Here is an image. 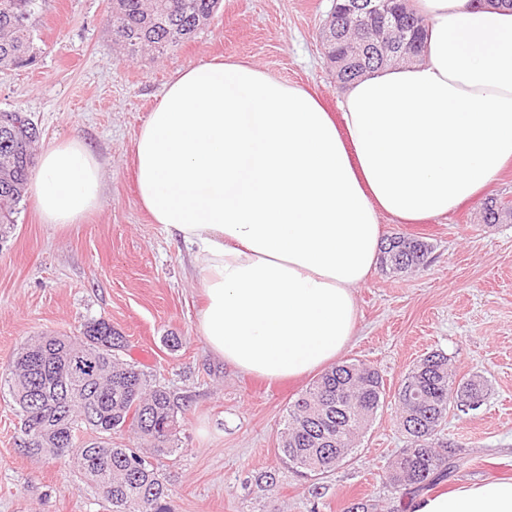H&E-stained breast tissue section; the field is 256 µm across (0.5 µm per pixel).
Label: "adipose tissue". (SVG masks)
<instances>
[{
  "label": "adipose tissue",
  "instance_id": "1",
  "mask_svg": "<svg viewBox=\"0 0 512 512\" xmlns=\"http://www.w3.org/2000/svg\"><path fill=\"white\" fill-rule=\"evenodd\" d=\"M411 6L427 21L419 59L351 83L338 113L227 57L182 69L135 138L140 203L191 252L205 297L197 329L239 371L279 381L337 364L381 216L448 215L512 163V10ZM103 193L85 141L43 150L32 196L44 223H81ZM414 512H512V481L425 495Z\"/></svg>",
  "mask_w": 512,
  "mask_h": 512
}]
</instances>
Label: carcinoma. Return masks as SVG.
<instances>
[{
    "label": "carcinoma",
    "instance_id": "cac0c4a2",
    "mask_svg": "<svg viewBox=\"0 0 512 512\" xmlns=\"http://www.w3.org/2000/svg\"><path fill=\"white\" fill-rule=\"evenodd\" d=\"M222 0H112L109 24L116 42L133 57L164 52L193 38L220 9ZM40 0H0V67H20L36 58L34 40ZM393 23L423 41L426 22L409 0L390 4L386 19L365 25L368 39L388 40L381 25ZM331 63L342 59L337 78L348 85L369 72L406 62L399 52L366 54L347 40L323 45ZM39 130L24 112H0V236L23 198L34 166ZM512 209L495 198L482 204V219L496 224ZM429 245L392 237L384 246L385 265L405 272L424 264ZM126 341L112 324L97 319L77 336H38L24 345L6 380L32 455L65 458L81 479L98 490L111 512H167V486L152 458L178 450L177 412L167 388L151 383L137 365L121 357ZM487 383L460 375L443 353L417 361L397 390L400 426L409 446L392 464L388 482L415 491L444 480L457 467L451 446L438 434L451 408L480 407ZM385 398L379 372L358 361L325 371L288 407L279 452L288 467L304 476L334 469L354 449ZM132 431L150 450L120 447L112 435ZM91 431L86 440L79 433Z\"/></svg>",
    "mask_w": 512,
    "mask_h": 512
}]
</instances>
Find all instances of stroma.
I'll return each instance as SVG.
<instances>
[{"label": "stroma", "instance_id": "stroma-1", "mask_svg": "<svg viewBox=\"0 0 512 512\" xmlns=\"http://www.w3.org/2000/svg\"><path fill=\"white\" fill-rule=\"evenodd\" d=\"M335 0H223L194 38L127 57L114 45L110 0H43L37 58L0 69V110L28 114L41 144L84 139L102 168L99 208L64 231L42 223L24 196L0 240V368L28 337L79 333L104 318L178 403L179 451L162 459L169 512H412L385 481L407 447L395 393L417 360L447 355L482 375L484 404L451 410L440 435L462 463L440 489L512 478V222L487 224L480 201L423 224L382 217L383 233L430 250L423 268H376L356 293L358 334L345 354L382 375L386 398L351 459L320 478L296 476L278 451L289 405L310 378L266 382L213 354L197 330L201 284L186 248L153 223L134 186L133 142L166 84L185 66L233 56L319 94L343 93L319 33ZM15 404L0 390V512H108L62 459L26 453Z\"/></svg>", "mask_w": 512, "mask_h": 512}]
</instances>
